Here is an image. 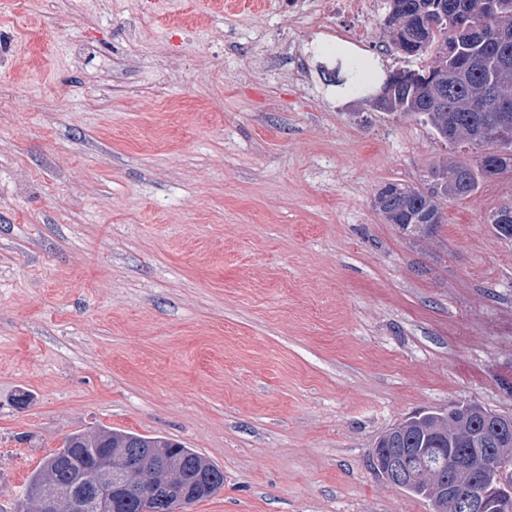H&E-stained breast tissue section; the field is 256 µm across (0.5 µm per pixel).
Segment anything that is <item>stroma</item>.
<instances>
[{
  "mask_svg": "<svg viewBox=\"0 0 512 512\" xmlns=\"http://www.w3.org/2000/svg\"><path fill=\"white\" fill-rule=\"evenodd\" d=\"M289 0H0V512L63 439L178 440L188 512H430L380 478L418 410L512 413V171L412 239L447 147L326 81ZM383 13L349 54L402 66ZM32 402L18 408L19 393Z\"/></svg>",
  "mask_w": 512,
  "mask_h": 512,
  "instance_id": "35a3bbf8",
  "label": "stroma"
}]
</instances>
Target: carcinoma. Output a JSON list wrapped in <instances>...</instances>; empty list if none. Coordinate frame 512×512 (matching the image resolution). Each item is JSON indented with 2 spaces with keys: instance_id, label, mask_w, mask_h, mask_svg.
Returning a JSON list of instances; mask_svg holds the SVG:
<instances>
[{
  "instance_id": "carcinoma-1",
  "label": "carcinoma",
  "mask_w": 512,
  "mask_h": 512,
  "mask_svg": "<svg viewBox=\"0 0 512 512\" xmlns=\"http://www.w3.org/2000/svg\"><path fill=\"white\" fill-rule=\"evenodd\" d=\"M385 14H394L396 28L391 45L403 58L420 61L415 68L392 71L391 112L413 118L429 127L439 141L472 157L452 158L432 168L428 190L397 182L386 184L390 194L378 211L405 236H434L444 223L441 200L473 195L479 181L508 169L503 163L486 173L488 156L501 138L512 137V126L499 130L489 123L497 112L512 115V13L501 0H380ZM508 37H502L503 32ZM346 77L336 86L357 95L374 83L376 71L369 64L368 78L359 79L357 60L345 56L338 61ZM448 90V109L431 98L434 86ZM490 410L476 403L460 402L448 409L418 412L387 429L376 442L378 448H458L466 447V437L494 432L488 421ZM127 448L151 463L167 450L176 462L168 473L154 472L158 483L179 481L186 485L198 479L199 465L214 490L224 485V472L215 463L181 443L161 437L101 428L92 433L67 436L60 448L50 453L29 476L22 494L47 484L49 476L60 489L68 488L77 468L91 470L107 446ZM397 489L425 500L430 512H443L432 481H410Z\"/></svg>"
}]
</instances>
